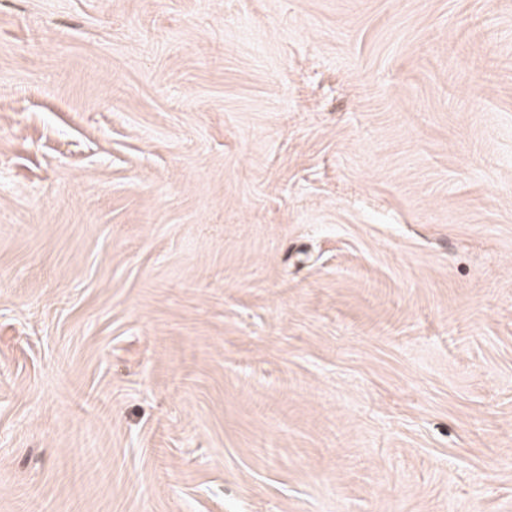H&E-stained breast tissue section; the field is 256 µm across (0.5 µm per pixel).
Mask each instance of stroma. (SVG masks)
<instances>
[{"label": "stroma", "instance_id": "1", "mask_svg": "<svg viewBox=\"0 0 512 512\" xmlns=\"http://www.w3.org/2000/svg\"><path fill=\"white\" fill-rule=\"evenodd\" d=\"M0 512H512V0H0Z\"/></svg>", "mask_w": 512, "mask_h": 512}]
</instances>
